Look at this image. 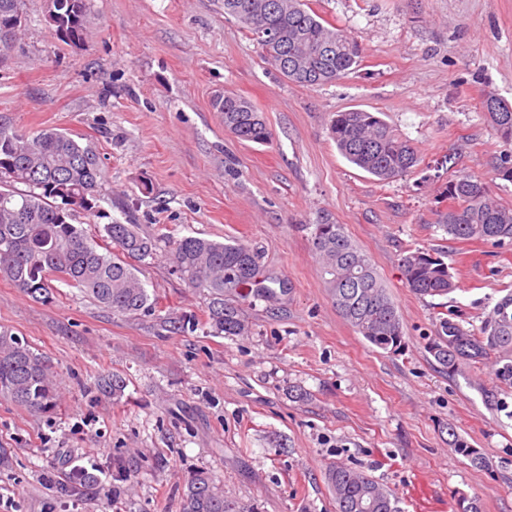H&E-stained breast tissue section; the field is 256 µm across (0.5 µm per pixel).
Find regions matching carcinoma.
<instances>
[{
	"label": "carcinoma",
	"instance_id": "carcinoma-1",
	"mask_svg": "<svg viewBox=\"0 0 512 512\" xmlns=\"http://www.w3.org/2000/svg\"><path fill=\"white\" fill-rule=\"evenodd\" d=\"M224 14L236 18L254 37L264 59L285 78L305 87H318L346 77L357 67L361 45L343 29L326 26L307 0H224ZM288 23V68L267 40V31ZM480 110L500 141L507 146L493 161L499 179L512 183V102ZM213 107L224 113V127L237 138L265 144L270 138L263 113L244 97L226 93ZM330 133L339 153L380 182L390 183L413 172L421 162L416 147L397 133L377 112L351 109L336 113ZM100 158L73 135L54 129L18 132L0 125V277L40 302L52 300L55 283L80 289L112 313L154 316L172 334L201 324L213 336H242L248 326L238 305L224 294L253 295L276 300L290 291L288 281L262 270L257 249L237 241L221 242L184 237L173 242V273L191 288L206 292L204 318L163 311L137 275V265L157 257L158 239L137 224L103 225L100 240L76 223L77 213L93 206L72 203L94 183L101 185ZM26 189L21 190L19 186ZM442 200L448 212L440 227L448 242H512V207L496 202L489 187L469 174L448 178ZM313 246L324 282L336 310L369 344L387 352L402 345V322L387 288L369 258L352 243L340 224H316ZM447 252L408 251L401 259L405 285L419 296H444L455 290ZM438 340L429 346L435 360L455 376L471 363L489 360L498 378L512 383V293L493 307L479 331L452 317H441ZM105 397L118 399L125 380L114 374L100 379ZM0 399L48 413L59 407L56 378L28 345L0 331ZM327 483L336 512H363L366 501L374 512H400L389 492L363 471L344 465L329 468ZM224 491L203 470L187 479L182 512H234Z\"/></svg>",
	"mask_w": 512,
	"mask_h": 512
}]
</instances>
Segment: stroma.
Returning a JSON list of instances; mask_svg holds the SVG:
<instances>
[{
  "mask_svg": "<svg viewBox=\"0 0 512 512\" xmlns=\"http://www.w3.org/2000/svg\"><path fill=\"white\" fill-rule=\"evenodd\" d=\"M355 35L345 78L311 88L285 79L224 0H86L83 44L59 40L47 0H23L16 44L0 52V125L56 128L99 155L89 235L132 221L161 237L138 275L161 305L202 316L203 293L171 271L173 240L199 236L258 248L290 282L277 304H242L250 331L212 336L117 316L57 284L38 303L0 278V331L54 372L61 404L45 415L0 400V512H180L184 480L208 471L241 512H336L326 480L343 464L374 477L400 512H512V385L489 362L449 376L428 346L440 317L479 329L512 292V246L454 244L458 285L441 297L406 288L405 251L444 247L432 160L456 154L504 205L512 183L491 160L503 145L478 103L512 101V0H308ZM233 93L263 112L270 140L238 139L213 109ZM380 113L417 148L413 173L382 183L344 159L334 113ZM342 225L384 281L403 348L369 344L337 312L310 225ZM121 374L120 400L97 397ZM481 460L456 452L453 438ZM87 472L81 483L75 471Z\"/></svg>",
  "mask_w": 512,
  "mask_h": 512,
  "instance_id": "obj_1",
  "label": "stroma"
}]
</instances>
